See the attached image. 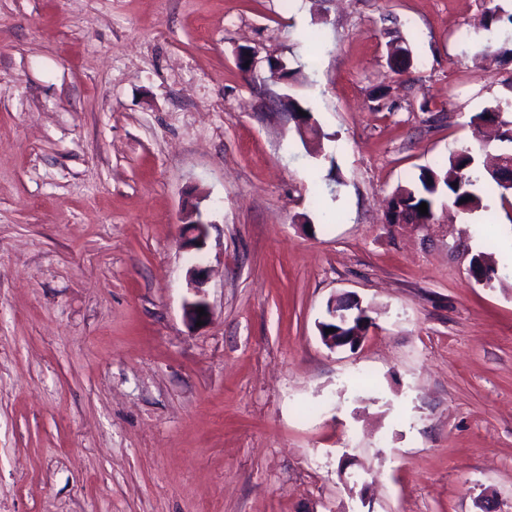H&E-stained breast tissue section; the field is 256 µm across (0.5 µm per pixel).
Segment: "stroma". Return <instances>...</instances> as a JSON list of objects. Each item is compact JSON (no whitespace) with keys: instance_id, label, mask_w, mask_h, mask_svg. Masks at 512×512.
Masks as SVG:
<instances>
[{"instance_id":"1","label":"stroma","mask_w":512,"mask_h":512,"mask_svg":"<svg viewBox=\"0 0 512 512\" xmlns=\"http://www.w3.org/2000/svg\"><path fill=\"white\" fill-rule=\"evenodd\" d=\"M485 7L0 0V512H512V198L386 225L473 115L512 119ZM339 295L359 349L321 339ZM298 110H302V111L306 112L307 117L309 119L306 116H301L300 114H298ZM288 112H292V114L290 116L296 122L297 129L302 135L301 136L298 133L300 138L301 139L303 138L306 143H308L309 141H312L314 135H312L311 128H312V126H314L315 121H314L312 113H311L312 112L311 107L308 105H303L301 102H299L295 99H289ZM303 139H302V141L304 142ZM193 214L197 215L198 219L193 220ZM186 219L185 236L182 239L181 248L185 251L201 252L207 247L210 225L200 220L197 206ZM208 271L206 267L199 263L192 264L186 272L188 284L191 289L195 291L196 297L193 300H187L184 303L183 311L186 321L190 325H196L198 320L205 322L208 319L209 308L205 301V295L202 292V288L205 287L207 282ZM203 307L205 315L199 317L197 309ZM353 298L336 301L331 300L327 307V319L323 324H319L322 341L330 349L349 346L351 349L358 348L367 338L369 329L373 322L366 319V311L361 304ZM359 306L360 310L356 309ZM358 321L360 329H356L352 335H341L342 331L336 330V325L344 326L346 324ZM324 325H334L335 327H325ZM325 328H335L334 332L326 333Z\"/></svg>"}]
</instances>
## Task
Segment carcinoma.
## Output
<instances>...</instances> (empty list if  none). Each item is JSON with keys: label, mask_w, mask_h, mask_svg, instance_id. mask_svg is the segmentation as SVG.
Masks as SVG:
<instances>
[{"label": "carcinoma", "mask_w": 512, "mask_h": 512, "mask_svg": "<svg viewBox=\"0 0 512 512\" xmlns=\"http://www.w3.org/2000/svg\"><path fill=\"white\" fill-rule=\"evenodd\" d=\"M500 106H491L472 116L470 123L478 130L487 125L496 127L495 138L501 143L512 145V120L502 117ZM491 181L503 192L505 186L494 175L486 176L476 165L472 149L466 147L449 153L447 159L433 167L420 168L417 181L399 186L394 196L411 208H418L425 202L428 214H416L414 220L427 224L435 220L434 207L438 199L445 196L461 213L468 214L482 207L479 186ZM468 201L461 202V199Z\"/></svg>", "instance_id": "cac0c4a2"}]
</instances>
